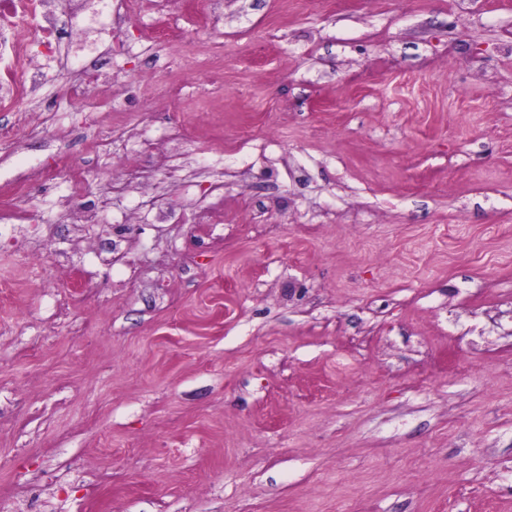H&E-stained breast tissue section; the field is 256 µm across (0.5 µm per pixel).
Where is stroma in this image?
I'll return each mask as SVG.
<instances>
[{
	"label": "stroma",
	"instance_id": "stroma-1",
	"mask_svg": "<svg viewBox=\"0 0 512 512\" xmlns=\"http://www.w3.org/2000/svg\"><path fill=\"white\" fill-rule=\"evenodd\" d=\"M168 0L0 149L13 512H512V0ZM177 23L182 42L157 39ZM146 180L97 224L35 168ZM116 242L123 261L104 246ZM79 77L62 84L61 92L66 97L86 98L91 86L95 84V78L100 76L99 70L89 65L78 69Z\"/></svg>",
	"mask_w": 512,
	"mask_h": 512
}]
</instances>
